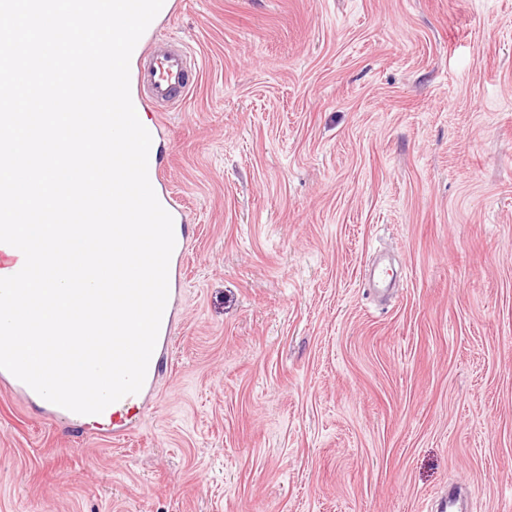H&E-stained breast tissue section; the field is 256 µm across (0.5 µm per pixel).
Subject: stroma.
<instances>
[{
  "label": "stroma",
  "mask_w": 512,
  "mask_h": 512,
  "mask_svg": "<svg viewBox=\"0 0 512 512\" xmlns=\"http://www.w3.org/2000/svg\"><path fill=\"white\" fill-rule=\"evenodd\" d=\"M160 34L200 68L161 118L169 369L120 440L0 393V512H512V0H179Z\"/></svg>",
  "instance_id": "1"
}]
</instances>
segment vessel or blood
Wrapping results in <instances>:
<instances>
[{
  "instance_id": "vessel-or-blood-1",
  "label": "vessel or blood",
  "mask_w": 512,
  "mask_h": 512,
  "mask_svg": "<svg viewBox=\"0 0 512 512\" xmlns=\"http://www.w3.org/2000/svg\"><path fill=\"white\" fill-rule=\"evenodd\" d=\"M172 11L170 0L165 3L139 39L130 60V91L149 101L160 110L181 104L197 82V67L187 49L178 43L162 42L156 36L159 23ZM148 177L160 204L174 220L175 248L172 253L168 282L170 293L181 285L180 259L185 252L188 215L170 188L168 161L149 160ZM172 308H165L155 350L150 359L147 380H154L169 358Z\"/></svg>"
}]
</instances>
